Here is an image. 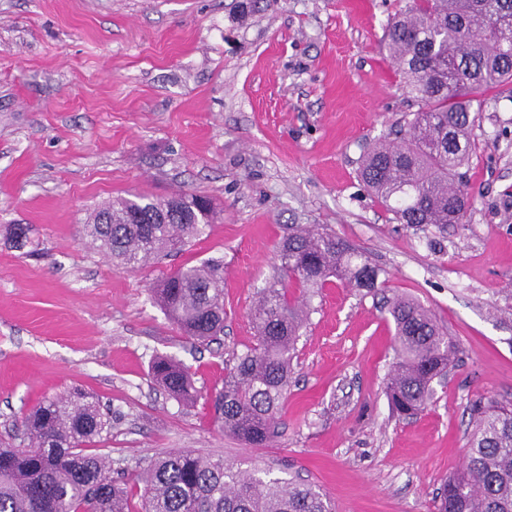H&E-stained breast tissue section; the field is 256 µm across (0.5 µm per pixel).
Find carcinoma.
<instances>
[{"label": "carcinoma", "mask_w": 512, "mask_h": 512, "mask_svg": "<svg viewBox=\"0 0 512 512\" xmlns=\"http://www.w3.org/2000/svg\"><path fill=\"white\" fill-rule=\"evenodd\" d=\"M385 42L419 109L404 119L402 136L372 143L359 177L395 220L410 227L460 224L470 206L460 169L470 158L473 104L512 83V0H411L386 27ZM204 196L178 193L158 200L120 198L98 209L85 236L118 269L136 270L196 239L214 223ZM29 224L7 225V241L33 244ZM280 278L261 291L250 312L256 343L235 356L224 387L212 397L219 428L255 447L275 436L288 395L296 345L306 326V297L336 279L369 292L385 271L330 229L295 224L278 254ZM298 288L291 294L288 283ZM156 303L185 336L210 342L224 333L220 265L183 266L153 288ZM395 362L386 393L399 417L424 410L433 383L446 375L458 344L434 315L409 298L389 301ZM155 383L170 396L197 399L179 361L159 356ZM474 430L462 470L445 482L438 512H512V404L473 409ZM23 447H0V512H333L312 484L243 471L189 449L150 461L132 488L112 478L107 457L85 453L111 427L89 397L74 392L40 402L21 422Z\"/></svg>", "instance_id": "1"}]
</instances>
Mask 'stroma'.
<instances>
[{"label":"stroma","instance_id":"35a3bbf8","mask_svg":"<svg viewBox=\"0 0 512 512\" xmlns=\"http://www.w3.org/2000/svg\"><path fill=\"white\" fill-rule=\"evenodd\" d=\"M0 0V440L48 397L80 391L112 417L89 451L113 477L190 449L316 485L336 512H436L466 461L472 409L512 402V85L470 129L464 220L397 223L358 177L374 140L417 106L384 41L409 0ZM196 193L217 218L182 252L115 269L84 239L104 203ZM293 224L323 225L386 272L385 288L315 293L278 434L253 448L219 430L209 397L254 344L250 309ZM224 265V334L184 336L154 302L167 272ZM430 310L460 351L419 417L390 410L387 302ZM189 367L186 404L150 376ZM34 229L29 224H7V241L12 248L22 250L33 245Z\"/></svg>","mask_w":512,"mask_h":512}]
</instances>
